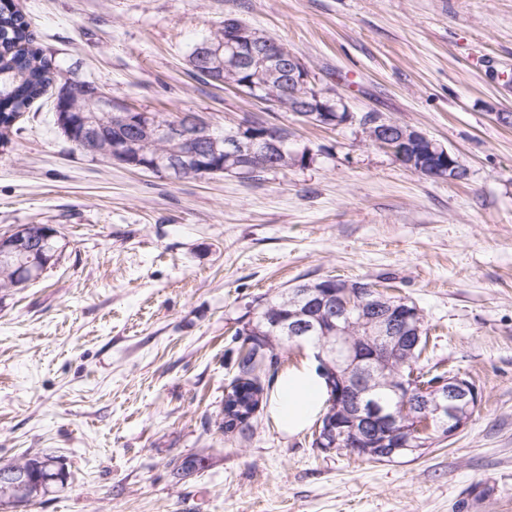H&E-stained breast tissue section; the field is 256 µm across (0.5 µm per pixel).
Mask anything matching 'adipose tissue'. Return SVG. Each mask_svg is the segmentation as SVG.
<instances>
[{
    "instance_id": "adipose-tissue-1",
    "label": "adipose tissue",
    "mask_w": 512,
    "mask_h": 512,
    "mask_svg": "<svg viewBox=\"0 0 512 512\" xmlns=\"http://www.w3.org/2000/svg\"><path fill=\"white\" fill-rule=\"evenodd\" d=\"M327 399L323 372L307 359L277 378L269 399V413L281 430L292 435L317 418Z\"/></svg>"
}]
</instances>
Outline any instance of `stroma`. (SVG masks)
Masks as SVG:
<instances>
[{"label": "stroma", "instance_id": "1", "mask_svg": "<svg viewBox=\"0 0 512 512\" xmlns=\"http://www.w3.org/2000/svg\"><path fill=\"white\" fill-rule=\"evenodd\" d=\"M66 76L221 128L261 103L194 78L224 17L288 43L355 120L270 109L309 164L260 181L177 180L72 151L33 104L0 155V234L57 228L58 262L0 290V464L66 480L25 512H512V0H15ZM375 112L454 151L460 181L406 170ZM390 287L425 317L423 355L478 389L452 439L392 461L218 414L234 334L299 283ZM199 469L176 475L178 457Z\"/></svg>", "mask_w": 512, "mask_h": 512}]
</instances>
